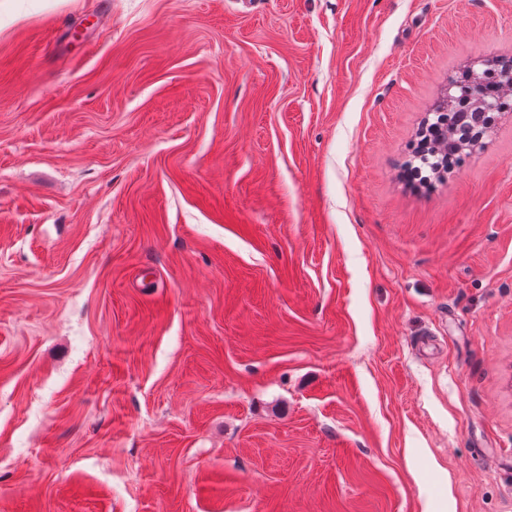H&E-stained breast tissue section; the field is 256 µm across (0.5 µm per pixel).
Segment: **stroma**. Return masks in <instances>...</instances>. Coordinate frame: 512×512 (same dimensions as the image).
<instances>
[{"instance_id": "35a3bbf8", "label": "stroma", "mask_w": 512, "mask_h": 512, "mask_svg": "<svg viewBox=\"0 0 512 512\" xmlns=\"http://www.w3.org/2000/svg\"><path fill=\"white\" fill-rule=\"evenodd\" d=\"M512 0H0V512H512V116L402 174Z\"/></svg>"}]
</instances>
